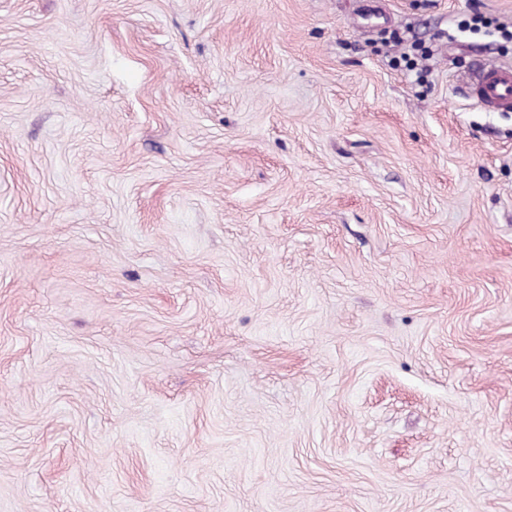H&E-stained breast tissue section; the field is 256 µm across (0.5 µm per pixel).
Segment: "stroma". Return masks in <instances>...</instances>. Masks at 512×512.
I'll return each mask as SVG.
<instances>
[{"label":"stroma","instance_id":"obj_1","mask_svg":"<svg viewBox=\"0 0 512 512\" xmlns=\"http://www.w3.org/2000/svg\"><path fill=\"white\" fill-rule=\"evenodd\" d=\"M380 2L0 0V512H512V0ZM465 95L491 111L512 110V67L493 63H477L462 79Z\"/></svg>","mask_w":512,"mask_h":512}]
</instances>
